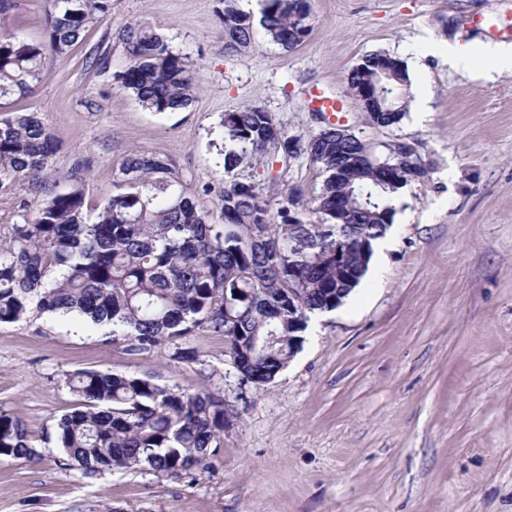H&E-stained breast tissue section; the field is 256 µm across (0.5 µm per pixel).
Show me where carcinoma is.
I'll use <instances>...</instances> for the list:
<instances>
[{"label":"carcinoma","mask_w":512,"mask_h":512,"mask_svg":"<svg viewBox=\"0 0 512 512\" xmlns=\"http://www.w3.org/2000/svg\"><path fill=\"white\" fill-rule=\"evenodd\" d=\"M109 9L110 0H48L46 41L1 39L0 110L41 80L45 52L66 56ZM221 23L225 54L251 45L253 21L238 0H224ZM261 25L273 43L298 47L311 31L307 0H266ZM117 39L127 60L121 87L144 109L166 112L192 102L189 67L150 23H131ZM385 62L391 111L378 120L389 127L408 110L402 62L367 54L347 83L351 92L371 83ZM274 126L282 139L271 136ZM308 144L310 161L325 175L320 191L307 207L301 191L274 200L238 169L261 163L272 150L287 151L283 126L255 104L224 115L221 224L175 188L179 180L166 157L129 153L115 172V192L99 205L82 186L53 188L33 212L21 209L8 244L0 246V323L21 320L33 306L88 318L132 354L210 327L234 352L242 381L256 388L271 383L300 350L312 317L336 309L361 283L373 242L393 226V194L426 174L423 167L407 170L387 183L377 158L344 165L347 148L333 135L320 131ZM56 151L54 134L36 113L8 114L0 119V186H42ZM338 231L351 239L341 279L336 264L324 260L336 251ZM290 269L304 288L291 319ZM65 383L79 404L57 419L55 441L66 465L85 477L145 467L158 476L202 471L224 435V399L209 393L98 370L76 371ZM49 441V434L0 415V460L38 459Z\"/></svg>","instance_id":"cac0c4a2"}]
</instances>
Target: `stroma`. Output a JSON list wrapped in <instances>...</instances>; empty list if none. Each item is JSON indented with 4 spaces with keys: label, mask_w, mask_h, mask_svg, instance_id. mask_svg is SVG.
Returning <instances> with one entry per match:
<instances>
[{
    "label": "stroma",
    "mask_w": 512,
    "mask_h": 512,
    "mask_svg": "<svg viewBox=\"0 0 512 512\" xmlns=\"http://www.w3.org/2000/svg\"><path fill=\"white\" fill-rule=\"evenodd\" d=\"M0 37L44 38L45 0H15ZM312 29L285 50L256 30L247 51L224 53L223 0H111L66 57L47 56L19 107L38 114L58 150L49 182L92 160L86 192L113 191L112 173L138 151L169 158L187 193L222 220L224 116L270 112L289 136L322 124L313 94L342 106L339 123L369 150L413 146L426 175L395 205L351 297L315 317L288 368L257 388L233 369L208 328L132 355L91 324L30 311L0 323V412L39 431L71 411L78 370L149 377L223 396L224 439L202 474L115 470L91 478L61 463L0 462V512H512V72H460L441 57L411 72L430 91L399 125L369 123L348 71L384 52L411 64L428 45L512 46V0H308ZM147 21L182 55L195 84L183 109L149 112L120 85L116 34ZM264 194L324 176L308 156L271 153L243 171ZM43 189L0 188V243L20 204Z\"/></svg>",
    "instance_id": "obj_1"
}]
</instances>
